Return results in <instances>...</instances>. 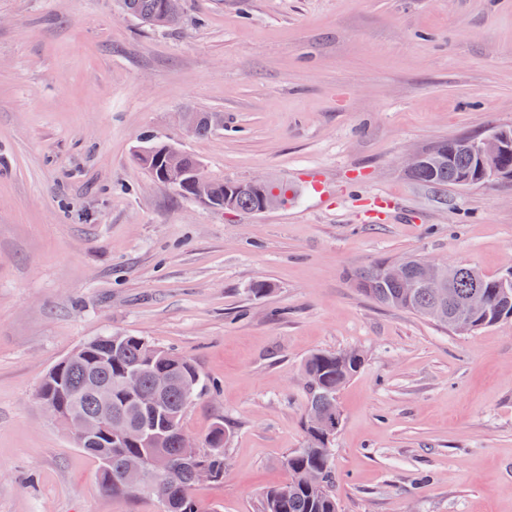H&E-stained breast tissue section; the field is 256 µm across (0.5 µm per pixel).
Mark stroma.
I'll list each match as a JSON object with an SVG mask.
<instances>
[{
  "label": "stroma",
  "instance_id": "obj_1",
  "mask_svg": "<svg viewBox=\"0 0 512 512\" xmlns=\"http://www.w3.org/2000/svg\"><path fill=\"white\" fill-rule=\"evenodd\" d=\"M185 111L224 127L188 133ZM499 127L512 0H183L169 30L118 0H0V512H161L104 493L37 397L112 333L214 385L184 419L199 440L231 431L223 482L190 490L199 512H260L303 445L306 357L349 348L365 361L339 393V512H512V321L457 334L351 280L410 254L512 266V178L438 189L403 163ZM147 136L209 178L299 192L256 215L206 207L137 164Z\"/></svg>",
  "mask_w": 512,
  "mask_h": 512
}]
</instances>
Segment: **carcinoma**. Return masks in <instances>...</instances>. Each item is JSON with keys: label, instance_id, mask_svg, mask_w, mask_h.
Returning a JSON list of instances; mask_svg holds the SVG:
<instances>
[{"label": "carcinoma", "instance_id": "carcinoma-1", "mask_svg": "<svg viewBox=\"0 0 512 512\" xmlns=\"http://www.w3.org/2000/svg\"><path fill=\"white\" fill-rule=\"evenodd\" d=\"M167 0H121L129 14L156 28H171L180 23L166 9ZM463 140L450 139L428 150L424 164L411 171L412 178L428 187L461 186L484 178L490 167L512 168V151L499 153L490 161L477 152L461 147ZM158 181L163 182L169 168V154L158 143L152 155L138 158ZM210 193L229 199L231 209L253 214L258 208L259 194L244 185L242 180L209 181ZM385 262L378 261L354 272L355 287L376 302L424 316L438 324L455 330L457 313L447 304L439 307V291L427 286L410 290L402 283L387 281L381 270ZM446 287L459 299L473 291L478 283L483 296L482 304L466 316L461 331L475 333L494 324L512 320V279L504 276L488 277L475 267L464 264L460 272L444 276ZM160 357V364L168 367L177 378L195 383V393L186 394L180 386L168 390L160 399L158 410L142 406L139 400L124 393L120 375L126 369L146 365L152 356ZM364 356L353 349L347 356L338 352L317 351L304 361L306 414L336 413L340 411L337 394L344 384L363 366ZM46 386L43 401L51 407L63 405L77 416L91 417L109 412L133 421L146 422L163 437L159 448L141 445L135 441L121 443L104 433L84 452L99 462L98 482L101 489L112 495H156L148 487L138 491L127 487L119 478L125 461L131 457L158 458L164 466L162 490L169 500V512H198L189 489L195 485L194 465L182 459L178 431L183 429L185 412L191 402L208 384L188 359L154 344L143 336L114 334L89 342L86 356L79 358L64 375L63 384ZM230 437L224 421L218 420L205 437L198 462L208 466L215 481L224 479V453ZM333 439L313 429L304 421V446L289 453L284 461L288 482L268 490L262 500L261 512H338L333 492L331 470Z\"/></svg>", "mask_w": 512, "mask_h": 512}]
</instances>
